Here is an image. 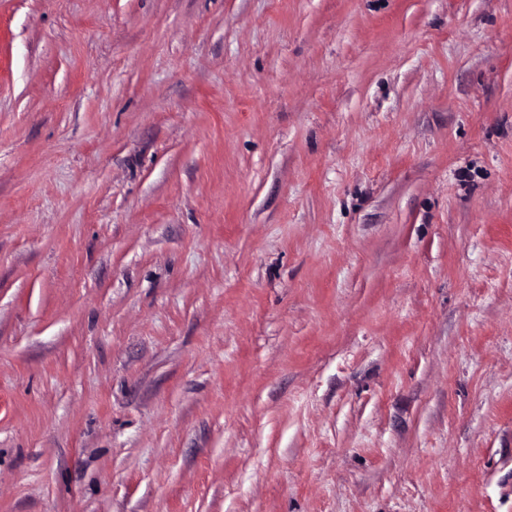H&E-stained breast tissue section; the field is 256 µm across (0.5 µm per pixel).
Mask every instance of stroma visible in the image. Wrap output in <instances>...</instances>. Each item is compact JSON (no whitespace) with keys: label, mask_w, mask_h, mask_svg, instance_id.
<instances>
[{"label":"stroma","mask_w":512,"mask_h":512,"mask_svg":"<svg viewBox=\"0 0 512 512\" xmlns=\"http://www.w3.org/2000/svg\"><path fill=\"white\" fill-rule=\"evenodd\" d=\"M0 512H512V0H0Z\"/></svg>","instance_id":"35a3bbf8"}]
</instances>
